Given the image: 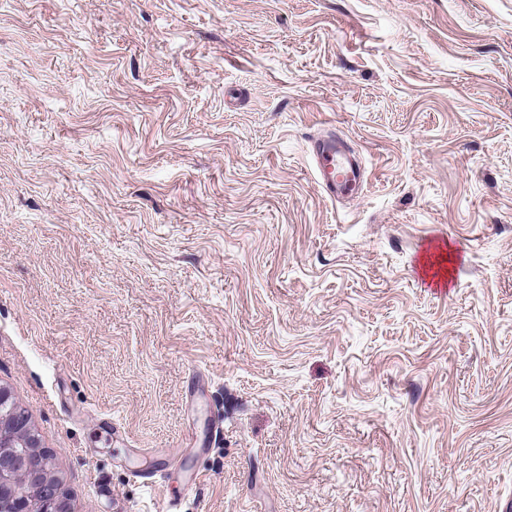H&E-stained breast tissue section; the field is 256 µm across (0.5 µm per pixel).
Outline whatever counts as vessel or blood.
<instances>
[{
	"mask_svg": "<svg viewBox=\"0 0 512 512\" xmlns=\"http://www.w3.org/2000/svg\"><path fill=\"white\" fill-rule=\"evenodd\" d=\"M312 159L316 183L328 198L341 199L362 189L365 171L361 161L336 130L313 141Z\"/></svg>",
	"mask_w": 512,
	"mask_h": 512,
	"instance_id": "vessel-or-blood-1",
	"label": "vessel or blood"
}]
</instances>
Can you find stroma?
<instances>
[{
  "label": "stroma",
  "instance_id": "stroma-1",
  "mask_svg": "<svg viewBox=\"0 0 512 512\" xmlns=\"http://www.w3.org/2000/svg\"><path fill=\"white\" fill-rule=\"evenodd\" d=\"M0 388L75 512H506L512 0H0ZM312 159L316 183L331 200L362 189L365 171L361 161L335 129H329L325 136L312 142Z\"/></svg>",
  "mask_w": 512,
  "mask_h": 512
}]
</instances>
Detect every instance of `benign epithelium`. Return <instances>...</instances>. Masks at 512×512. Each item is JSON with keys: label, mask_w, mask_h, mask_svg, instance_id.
Here are the masks:
<instances>
[{"label": "benign epithelium", "mask_w": 512, "mask_h": 512, "mask_svg": "<svg viewBox=\"0 0 512 512\" xmlns=\"http://www.w3.org/2000/svg\"><path fill=\"white\" fill-rule=\"evenodd\" d=\"M17 446L23 450H15ZM37 447L38 437L27 411L12 405L10 395L0 389V495L13 496L18 512H26L27 486L49 481L51 485L39 502L40 512H74L59 478L47 473V461L32 455L31 449Z\"/></svg>", "instance_id": "1"}]
</instances>
